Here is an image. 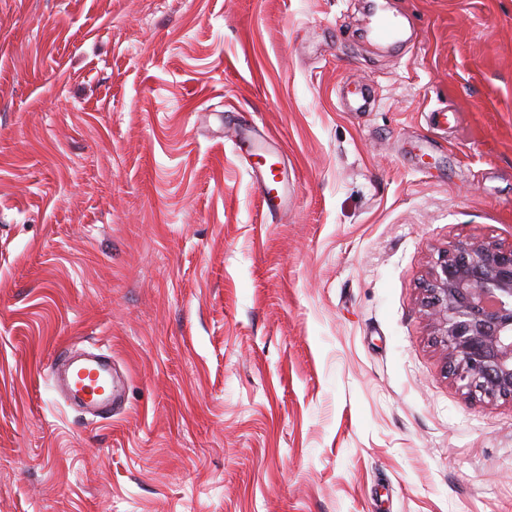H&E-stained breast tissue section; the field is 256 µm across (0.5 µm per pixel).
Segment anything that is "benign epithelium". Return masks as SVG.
<instances>
[{
	"mask_svg": "<svg viewBox=\"0 0 512 512\" xmlns=\"http://www.w3.org/2000/svg\"><path fill=\"white\" fill-rule=\"evenodd\" d=\"M424 306L463 386L512 398V245H458L432 274Z\"/></svg>",
	"mask_w": 512,
	"mask_h": 512,
	"instance_id": "1",
	"label": "benign epithelium"
}]
</instances>
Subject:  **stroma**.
<instances>
[{"label": "stroma", "mask_w": 512, "mask_h": 512, "mask_svg": "<svg viewBox=\"0 0 512 512\" xmlns=\"http://www.w3.org/2000/svg\"><path fill=\"white\" fill-rule=\"evenodd\" d=\"M474 238L512 244V0H0V512H512V399L421 304ZM80 349L110 419L53 388ZM250 156L262 160L252 174L262 207L270 214L279 212L285 202V183L283 172L276 167L278 162L266 157L260 149L251 150ZM82 364L87 368L78 372L75 387L89 402L87 406L96 407L113 396L112 375L98 358L87 359Z\"/></svg>", "instance_id": "stroma-1"}]
</instances>
